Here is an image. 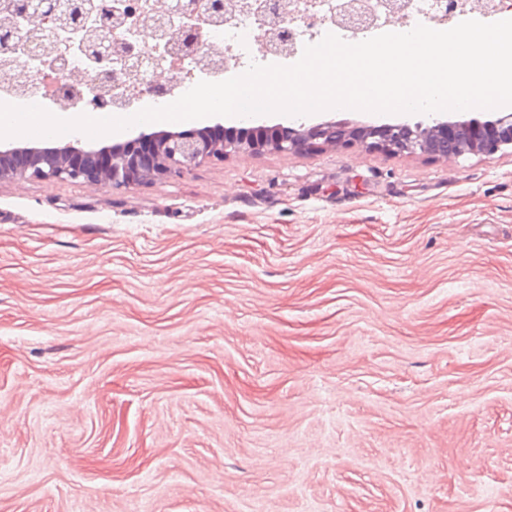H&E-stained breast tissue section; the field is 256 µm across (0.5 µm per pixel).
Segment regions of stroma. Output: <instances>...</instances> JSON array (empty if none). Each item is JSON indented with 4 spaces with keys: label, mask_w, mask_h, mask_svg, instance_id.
Segmentation results:
<instances>
[{
    "label": "stroma",
    "mask_w": 512,
    "mask_h": 512,
    "mask_svg": "<svg viewBox=\"0 0 512 512\" xmlns=\"http://www.w3.org/2000/svg\"><path fill=\"white\" fill-rule=\"evenodd\" d=\"M0 512H512V149L0 180Z\"/></svg>",
    "instance_id": "1"
}]
</instances>
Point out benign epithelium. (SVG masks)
I'll return each instance as SVG.
<instances>
[{
    "mask_svg": "<svg viewBox=\"0 0 512 512\" xmlns=\"http://www.w3.org/2000/svg\"><path fill=\"white\" fill-rule=\"evenodd\" d=\"M160 8L147 14L142 28L151 31L160 62L169 64L173 73L183 71L185 55L174 47L173 21L193 22L188 42L199 43L204 26L226 22L235 11L253 9L251 0H159ZM268 28L258 39L262 47L270 45V36L288 38L289 26L300 10L288 9L286 0H270ZM82 31L79 50L94 82H129L136 88L135 98L157 92L171 94L178 82L160 83L148 74L149 57L132 51L133 29L125 12L112 7V0H14L10 15L0 18V53L21 47L27 54L43 59L48 54L46 40L59 31ZM123 61L118 72L111 68L113 58ZM58 73V90L52 103L63 109L78 108L83 98L74 96L70 83L85 76L67 69V61L57 57L50 62ZM350 140L369 150L399 153H429L451 159L466 153L492 156L512 148V113L491 120L471 118L464 121L429 117L411 125L407 121L380 126L356 127ZM319 145L334 148L348 146L344 134L334 122L309 127L300 125L293 131L282 124L258 125L243 129L241 136L216 139L205 130L198 133H141L124 143L93 148L80 138L62 146H16L0 148V180L20 176L38 181H69L91 186L130 190L146 180L181 173L207 159H223L239 151L293 153Z\"/></svg>",
    "mask_w": 512,
    "mask_h": 512,
    "instance_id": "benign-epithelium-1",
    "label": "benign epithelium"
}]
</instances>
